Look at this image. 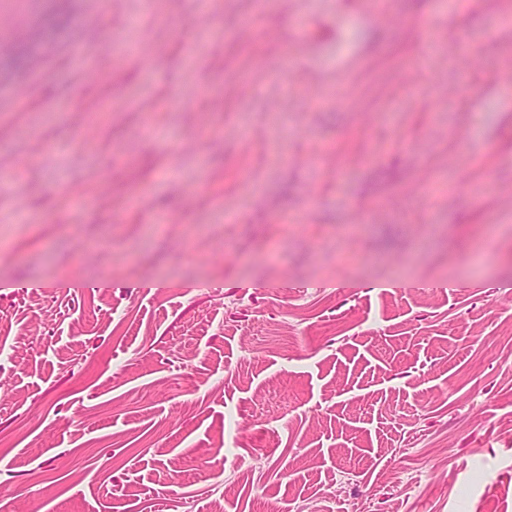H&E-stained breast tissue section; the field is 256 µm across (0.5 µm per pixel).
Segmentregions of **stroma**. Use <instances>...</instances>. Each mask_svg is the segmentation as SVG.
Returning a JSON list of instances; mask_svg holds the SVG:
<instances>
[{
	"mask_svg": "<svg viewBox=\"0 0 512 512\" xmlns=\"http://www.w3.org/2000/svg\"><path fill=\"white\" fill-rule=\"evenodd\" d=\"M50 3L0 0V512H512V0ZM32 58L31 47L27 41H10L8 50L0 53V67L5 66L18 73L30 68Z\"/></svg>",
	"mask_w": 512,
	"mask_h": 512,
	"instance_id": "stroma-1",
	"label": "stroma"
}]
</instances>
